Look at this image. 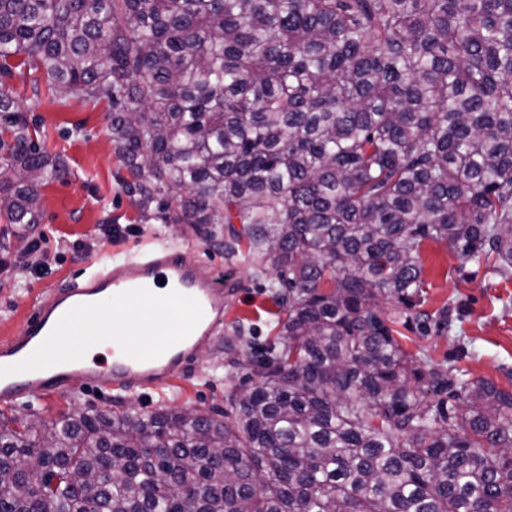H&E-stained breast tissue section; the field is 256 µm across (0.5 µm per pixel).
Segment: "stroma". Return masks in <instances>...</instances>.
Instances as JSON below:
<instances>
[{"instance_id": "35a3bbf8", "label": "stroma", "mask_w": 512, "mask_h": 512, "mask_svg": "<svg viewBox=\"0 0 512 512\" xmlns=\"http://www.w3.org/2000/svg\"><path fill=\"white\" fill-rule=\"evenodd\" d=\"M10 85L28 111L42 150L62 156L66 174L41 187L42 217L37 224H9L0 219V340L15 335L28 310L43 293L69 285L89 262L133 252L143 246L171 245L231 271L240 284L224 319V329L203 348L194 369L164 394L145 397L140 391L92 390L84 386L66 398L0 403V416L20 421H58L73 409L122 413L133 409L190 407L223 412L229 392L249 387L254 374L246 366L247 348L262 349L275 334L276 306L265 279L255 278L249 260L224 254V234L206 236L189 224L137 223L130 197L116 178L122 169L105 115L107 103L96 105L50 90L31 88L28 78ZM113 220L135 227L134 235L114 241L102 224ZM48 259L50 274L31 269ZM421 259L428 283L425 310L447 308L448 322L419 323L413 310L390 303L384 311L399 340L413 354L425 353L436 363L455 368L504 389L512 388V269L500 273L494 261L466 262L446 244H423ZM244 320L248 332L237 337L233 326Z\"/></svg>"}]
</instances>
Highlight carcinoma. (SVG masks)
<instances>
[{
	"instance_id": "1",
	"label": "carcinoma",
	"mask_w": 512,
	"mask_h": 512,
	"mask_svg": "<svg viewBox=\"0 0 512 512\" xmlns=\"http://www.w3.org/2000/svg\"><path fill=\"white\" fill-rule=\"evenodd\" d=\"M107 101L136 219L270 261L224 420L0 421V512H512V391L410 355L424 242L512 268V0H0V217L42 151L8 80Z\"/></svg>"
}]
</instances>
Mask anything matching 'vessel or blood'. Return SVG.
I'll use <instances>...</instances> for the list:
<instances>
[{"instance_id": "obj_1", "label": "vessel or blood", "mask_w": 512, "mask_h": 512, "mask_svg": "<svg viewBox=\"0 0 512 512\" xmlns=\"http://www.w3.org/2000/svg\"><path fill=\"white\" fill-rule=\"evenodd\" d=\"M201 265L179 248L148 247L50 290L21 331L0 342V401L66 396L78 382L158 391L185 377L223 326L237 285ZM117 303L126 309L116 320ZM78 322L89 328L76 340Z\"/></svg>"}]
</instances>
